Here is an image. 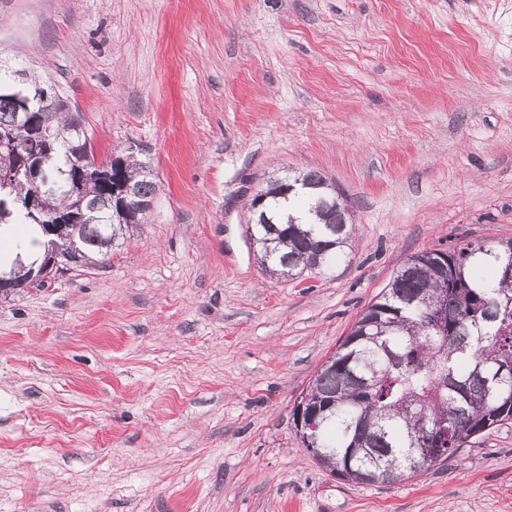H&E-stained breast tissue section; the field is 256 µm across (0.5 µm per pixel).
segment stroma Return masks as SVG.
<instances>
[{
    "mask_svg": "<svg viewBox=\"0 0 512 512\" xmlns=\"http://www.w3.org/2000/svg\"><path fill=\"white\" fill-rule=\"evenodd\" d=\"M0 60L158 183L105 268L0 302V512H512V422L363 485L291 418L407 258L512 238V0H0ZM310 170L353 251L269 276L250 202Z\"/></svg>",
    "mask_w": 512,
    "mask_h": 512,
    "instance_id": "1",
    "label": "stroma"
}]
</instances>
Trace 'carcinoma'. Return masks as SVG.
<instances>
[{"label": "carcinoma", "mask_w": 512, "mask_h": 512, "mask_svg": "<svg viewBox=\"0 0 512 512\" xmlns=\"http://www.w3.org/2000/svg\"><path fill=\"white\" fill-rule=\"evenodd\" d=\"M25 92L43 81L25 69L0 65V172L40 163L50 191L45 211L29 210L31 184L21 176L0 194L7 215L0 219V253L37 246L67 257L77 249L74 268L108 260L112 250L134 236L140 222L121 223L112 209V183L93 180L84 187L94 212L73 224L70 237H47L41 227L58 215L73 216L69 179L76 156L103 168L79 113L50 102L37 113L44 132L16 115L15 81ZM144 202L154 199L151 165L128 155L122 170ZM293 183L308 185L304 195H288L290 182L278 181L250 203L251 236L266 271L301 277L315 266L327 273L345 256L354 232L349 210L328 191L325 179L307 173ZM292 198L315 216L301 224L283 218L280 202ZM442 266L402 264L371 307L383 332L364 328L348 335L301 396L304 414L317 429L301 439L320 448L318 463L359 483L397 482L429 468L419 453L429 448L443 462L471 439L512 421V240L471 242L447 251ZM448 374V389L438 379Z\"/></svg>", "instance_id": "carcinoma-1"}]
</instances>
